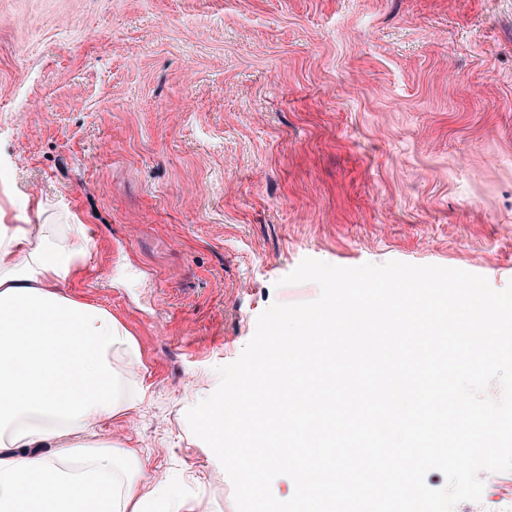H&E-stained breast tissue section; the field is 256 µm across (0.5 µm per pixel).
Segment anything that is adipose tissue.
<instances>
[{
	"mask_svg": "<svg viewBox=\"0 0 512 512\" xmlns=\"http://www.w3.org/2000/svg\"><path fill=\"white\" fill-rule=\"evenodd\" d=\"M89 253L48 225L0 223V512H155L138 450L91 442L137 403L112 365L137 346L110 311L60 293Z\"/></svg>",
	"mask_w": 512,
	"mask_h": 512,
	"instance_id": "ef3b65f1",
	"label": "adipose tissue"
}]
</instances>
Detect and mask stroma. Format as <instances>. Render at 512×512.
<instances>
[{
  "mask_svg": "<svg viewBox=\"0 0 512 512\" xmlns=\"http://www.w3.org/2000/svg\"><path fill=\"white\" fill-rule=\"evenodd\" d=\"M4 172L0 222L72 225L67 294L137 343L96 442L236 512L186 412L318 297L280 283L303 259L512 282V0H0ZM481 479L454 512H512V471Z\"/></svg>",
  "mask_w": 512,
  "mask_h": 512,
  "instance_id": "stroma-1",
  "label": "stroma"
}]
</instances>
